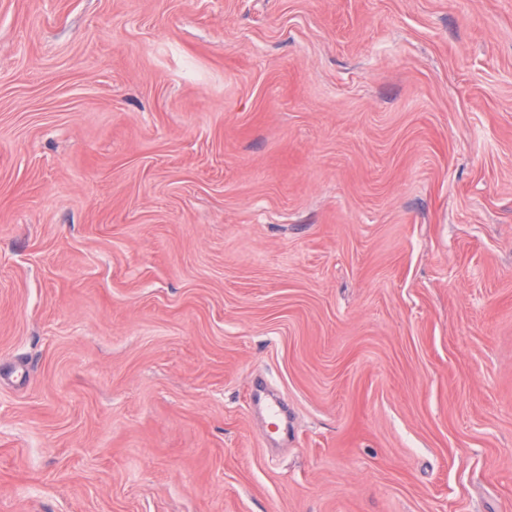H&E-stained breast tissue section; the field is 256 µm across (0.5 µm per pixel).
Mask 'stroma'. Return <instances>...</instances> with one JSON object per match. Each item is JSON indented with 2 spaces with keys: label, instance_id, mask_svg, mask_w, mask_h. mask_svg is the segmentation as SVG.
<instances>
[{
  "label": "stroma",
  "instance_id": "1",
  "mask_svg": "<svg viewBox=\"0 0 512 512\" xmlns=\"http://www.w3.org/2000/svg\"><path fill=\"white\" fill-rule=\"evenodd\" d=\"M0 512H512V0H0Z\"/></svg>",
  "mask_w": 512,
  "mask_h": 512
}]
</instances>
